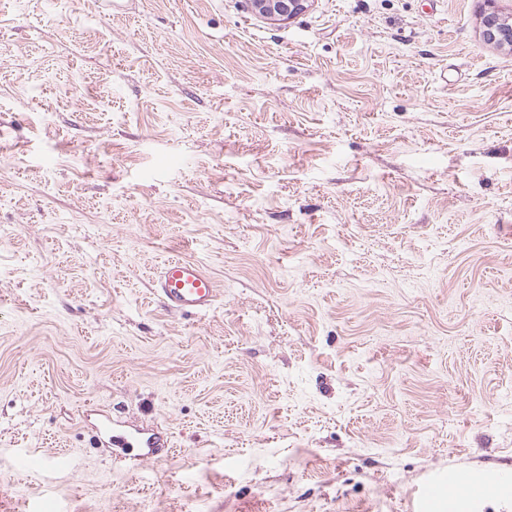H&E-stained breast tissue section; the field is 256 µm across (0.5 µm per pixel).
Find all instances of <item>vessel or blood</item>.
Segmentation results:
<instances>
[{
    "mask_svg": "<svg viewBox=\"0 0 512 512\" xmlns=\"http://www.w3.org/2000/svg\"><path fill=\"white\" fill-rule=\"evenodd\" d=\"M156 296L169 309L186 313L210 310L219 296L213 276L192 259L171 258L159 269L155 280ZM486 474L467 468H449L445 478L429 483L419 496L421 512H433L447 485L464 488L485 482Z\"/></svg>",
    "mask_w": 512,
    "mask_h": 512,
    "instance_id": "b4317fda",
    "label": "vessel or blood"
}]
</instances>
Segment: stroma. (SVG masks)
Here are the masks:
<instances>
[{"label": "stroma", "mask_w": 512, "mask_h": 512, "mask_svg": "<svg viewBox=\"0 0 512 512\" xmlns=\"http://www.w3.org/2000/svg\"><path fill=\"white\" fill-rule=\"evenodd\" d=\"M484 0H0V512H512V51ZM200 261L216 305L154 295ZM160 434L164 448L99 442ZM255 13L273 22H285L304 13L312 0H251ZM486 1L493 5L481 17L482 39L489 44L512 49V13L496 9L494 4L497 0ZM155 283L157 298L174 311L206 312L219 296L213 276L201 263L188 258L168 259L160 267ZM486 479V474L478 471L461 467H448V474L442 480L429 483L421 492L418 512L432 511L438 503L443 489L449 483H452L456 488H464L472 484L485 483Z\"/></svg>", "instance_id": "stroma-1"}]
</instances>
